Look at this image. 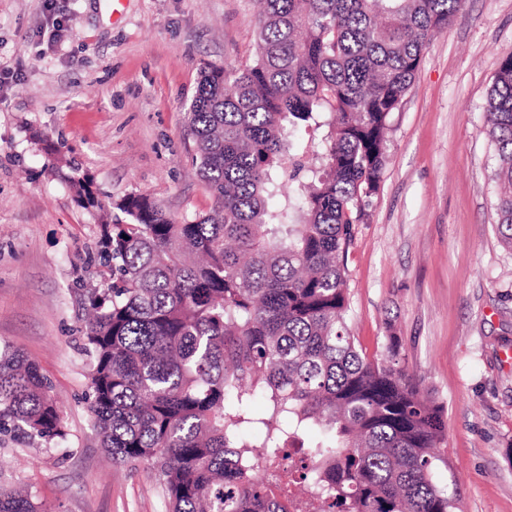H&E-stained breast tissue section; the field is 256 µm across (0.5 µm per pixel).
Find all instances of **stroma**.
<instances>
[{
  "label": "stroma",
  "mask_w": 512,
  "mask_h": 512,
  "mask_svg": "<svg viewBox=\"0 0 512 512\" xmlns=\"http://www.w3.org/2000/svg\"><path fill=\"white\" fill-rule=\"evenodd\" d=\"M255 0H0V346L51 381L67 438L0 439V485L53 512H167L151 471L113 464L84 396L79 289L104 201L150 195L176 220L215 200L191 167L185 109L203 69L252 61ZM512 51V0H466L425 49L391 116L380 187L348 258L351 328L367 355L398 337L444 409L438 482L462 512H512V251L494 209L489 88Z\"/></svg>",
  "instance_id": "stroma-1"
}]
</instances>
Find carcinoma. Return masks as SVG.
Masks as SVG:
<instances>
[{
	"label": "carcinoma",
	"mask_w": 512,
	"mask_h": 512,
	"mask_svg": "<svg viewBox=\"0 0 512 512\" xmlns=\"http://www.w3.org/2000/svg\"><path fill=\"white\" fill-rule=\"evenodd\" d=\"M464 0H260L251 64L201 72L192 164L216 207L181 223L146 194L74 200L97 221L81 288L85 400L112 462L143 466L169 512H460L434 481L441 408L347 324L353 226L390 118ZM497 232L512 251V53L485 108ZM326 133L292 144L300 125ZM263 408L255 407L257 400ZM0 434L50 448L63 414L38 365L0 346ZM0 512H48L0 489Z\"/></svg>",
	"instance_id": "carcinoma-1"
}]
</instances>
